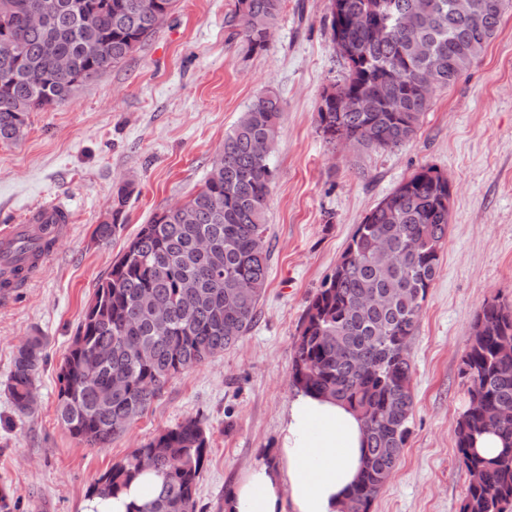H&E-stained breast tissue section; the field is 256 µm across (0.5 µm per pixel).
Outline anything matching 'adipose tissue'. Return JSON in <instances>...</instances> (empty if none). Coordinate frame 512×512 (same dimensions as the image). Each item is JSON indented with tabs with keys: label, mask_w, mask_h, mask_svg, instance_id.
<instances>
[{
	"label": "adipose tissue",
	"mask_w": 512,
	"mask_h": 512,
	"mask_svg": "<svg viewBox=\"0 0 512 512\" xmlns=\"http://www.w3.org/2000/svg\"><path fill=\"white\" fill-rule=\"evenodd\" d=\"M359 417L329 398L296 393L288 404L275 458L249 469L232 487L224 512H341L364 465ZM161 485L151 471L113 497L86 499L82 512H127Z\"/></svg>",
	"instance_id": "obj_1"
}]
</instances>
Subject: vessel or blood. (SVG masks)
<instances>
[{"label": "vessel or blood", "instance_id": "obj_1", "mask_svg": "<svg viewBox=\"0 0 512 512\" xmlns=\"http://www.w3.org/2000/svg\"><path fill=\"white\" fill-rule=\"evenodd\" d=\"M72 221V210L56 200L28 209L19 223L0 226V298L8 300L15 296L10 264L17 256L20 242L60 238L68 234Z\"/></svg>", "mask_w": 512, "mask_h": 512}]
</instances>
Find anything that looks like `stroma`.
<instances>
[{
  "mask_svg": "<svg viewBox=\"0 0 512 512\" xmlns=\"http://www.w3.org/2000/svg\"><path fill=\"white\" fill-rule=\"evenodd\" d=\"M233 0H177L159 31L122 65L67 103L32 112L21 139L0 142V225L67 199L74 222L43 271L0 300V490L20 512H79L92 482L158 431L203 417L213 449L196 512H224V495L280 445L292 343L309 301L357 224L416 169L453 186L440 269L411 345V435L370 512H460L468 474L455 440L468 403L462 372L484 303L512 304V14L455 84L436 92L417 134L392 150L352 152L316 128L323 91L343 67L325 23L327 0H287L269 49L230 38ZM284 113L266 212L269 274L257 318L235 346L172 379L120 437L90 449L58 424L57 373L83 312L113 259L159 209L203 184L224 135L266 90ZM135 191L111 243L92 232L111 212L115 186ZM43 337L48 361L37 401L16 413L6 385L19 343Z\"/></svg>",
  "mask_w": 512,
  "mask_h": 512,
  "instance_id": "1",
  "label": "stroma"
}]
</instances>
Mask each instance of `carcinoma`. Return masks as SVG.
Instances as JSON below:
<instances>
[{
    "instance_id": "1",
    "label": "carcinoma",
    "mask_w": 512,
    "mask_h": 512,
    "mask_svg": "<svg viewBox=\"0 0 512 512\" xmlns=\"http://www.w3.org/2000/svg\"><path fill=\"white\" fill-rule=\"evenodd\" d=\"M38 0H0V141L23 134L28 114L65 103L78 88L125 62L171 14L175 0H58L39 29L22 27ZM286 0H234L230 37L251 53L269 48ZM329 25L344 62L341 81L321 95L317 129L329 144L356 141L362 150L392 149L420 128L432 97L413 83L425 71L442 88L454 84L497 36L502 10L489 0H328ZM85 14L97 25L83 26ZM102 53L89 58L85 43ZM66 55L71 68L53 70ZM356 97L363 110L339 107L336 93ZM279 95L267 90L224 135L201 188L155 212L113 261L85 309L59 366L56 419L90 448H105L157 399L167 382L224 353L253 326L266 287L270 250L265 216L277 178L272 162L283 117ZM133 193L117 186L111 220L93 236L109 243ZM452 196L448 179L422 166L400 182L357 225L332 274L310 300L294 341L290 378L298 391L346 402L360 413L367 463L348 499V512H369L395 470L410 436L413 363L410 348L423 304L439 272ZM393 254L385 258L376 241ZM195 281L192 309L181 284ZM47 362L43 339L31 336L13 358L7 383L19 414L33 409L29 392ZM469 406L458 421L456 448L469 483L462 512L512 508V308L487 302L477 314L464 359ZM124 371L128 385L112 386ZM495 433L504 448L493 459L476 450ZM161 449L154 471L157 496L130 512H195L201 471L211 453L206 421L188 417L158 432L103 473L88 497H112L141 473L140 455Z\"/></svg>"
}]
</instances>
